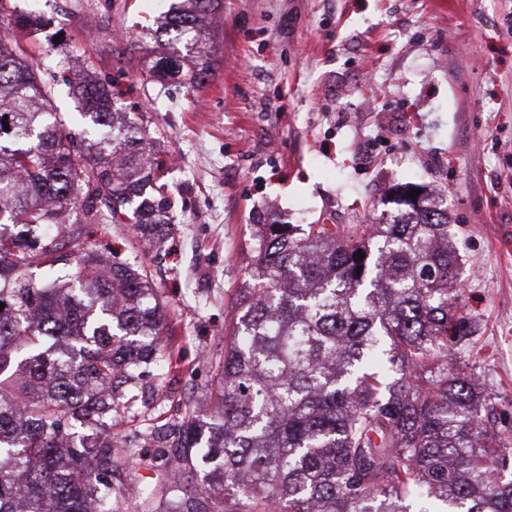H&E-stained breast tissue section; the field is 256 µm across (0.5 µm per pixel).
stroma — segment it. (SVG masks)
<instances>
[{
    "label": "stroma",
    "mask_w": 512,
    "mask_h": 512,
    "mask_svg": "<svg viewBox=\"0 0 512 512\" xmlns=\"http://www.w3.org/2000/svg\"><path fill=\"white\" fill-rule=\"evenodd\" d=\"M177 2L15 0L47 21L18 40L64 121L78 114L64 79L94 56L171 190L161 247L77 208L61 237V255L143 266L166 302L172 370L144 380L132 416L161 426L214 406L255 225L369 224L395 185L416 183L442 197L457 235L473 341L456 358L484 379L489 420L512 429V0H223L196 88L147 72Z\"/></svg>",
    "instance_id": "obj_1"
}]
</instances>
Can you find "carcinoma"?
Returning a JSON list of instances; mask_svg holds the SVG:
<instances>
[{"instance_id":"obj_1","label":"carcinoma","mask_w":512,"mask_h":512,"mask_svg":"<svg viewBox=\"0 0 512 512\" xmlns=\"http://www.w3.org/2000/svg\"><path fill=\"white\" fill-rule=\"evenodd\" d=\"M219 4L182 0L151 77L189 60L201 82ZM95 71L85 55L69 82L70 129L0 35V512H512V432L488 425L481 378L455 358L448 210L407 191L373 224L257 225L216 407L171 426L176 455L158 442L156 481L132 477L137 435L117 425L145 369L166 376V305L115 255L60 263L50 230L76 206L145 238L171 221L149 201L166 184L137 121ZM187 468L201 492L180 487Z\"/></svg>"}]
</instances>
